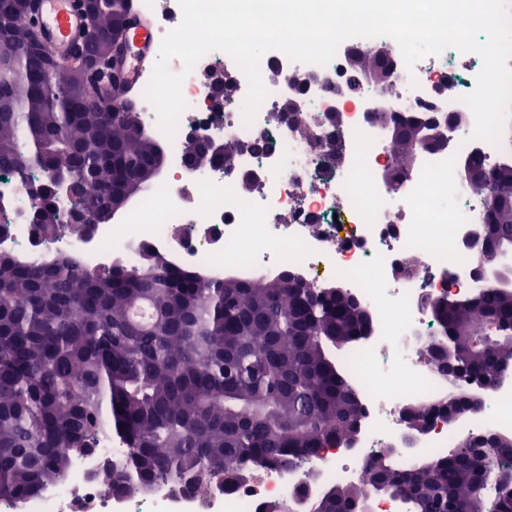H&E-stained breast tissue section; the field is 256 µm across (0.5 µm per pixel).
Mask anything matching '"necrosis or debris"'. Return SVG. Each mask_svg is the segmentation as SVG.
Here are the masks:
<instances>
[{
  "mask_svg": "<svg viewBox=\"0 0 512 512\" xmlns=\"http://www.w3.org/2000/svg\"><path fill=\"white\" fill-rule=\"evenodd\" d=\"M136 11L153 21L154 44L182 20L178 0H135ZM374 39L353 37L338 46L326 65L291 61L277 50L265 53L260 72L268 91L253 122L242 106L248 92L243 72L224 87L226 105L213 111L215 88L209 78L234 60L215 51L184 73L186 108L177 130L166 139L168 172L150 190L152 221L132 207L121 223L97 225L78 251L89 268H108L113 257L132 258L148 247L173 265L212 279L232 272L258 278L294 271L325 288L340 284L373 313V336L343 356L365 415L354 449L324 448L314 458L285 468L243 469L234 485L209 484L182 493L171 482L124 496L102 483L103 462L119 463L125 449L104 441L91 454L73 458L67 476L21 505L0 502V512H260L268 502L305 512L331 485H360L367 464L383 449H394L400 464L417 456H439L460 441L489 434L512 435V379L481 393L482 408L461 411L455 421L432 413L426 429L412 432L404 418L412 403L446 401L455 383L435 374L420 344L439 326L425 298L466 299L485 287L473 252L463 238L470 226L485 223L482 199L461 187L459 167L476 156L486 167L512 157V116L498 144L472 139V126L443 127L445 147H422L397 184L383 176L395 165L385 130L369 117L389 112H431L441 118L469 114L462 98L476 85L482 60L449 48L420 59L414 67L398 62L390 92L357 87L347 54L368 49ZM299 94L295 117L280 107ZM239 144L237 153L195 168L185 162L193 137ZM31 203L20 183L0 173V219L9 235L0 250L17 259L55 258L69 236L40 237L29 224ZM413 270H406L410 257Z\"/></svg>",
  "mask_w": 512,
  "mask_h": 512,
  "instance_id": "4bbe7bcc",
  "label": "necrosis or debris"
}]
</instances>
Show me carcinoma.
<instances>
[{
    "mask_svg": "<svg viewBox=\"0 0 512 512\" xmlns=\"http://www.w3.org/2000/svg\"><path fill=\"white\" fill-rule=\"evenodd\" d=\"M39 39L17 7L0 0V41L17 43L16 66L36 64L25 42ZM9 111L0 112V172L17 179L41 170L88 171L100 207L112 195L135 197L153 177L163 144L133 112L79 104L63 77L43 66L39 85H15L0 68ZM488 185H470L490 206L512 194V163L492 169ZM49 200L60 230V203ZM489 249H512V211L484 229ZM146 301V323L133 306ZM440 334L422 354L443 376L448 354L492 378L512 361V290L486 285L472 300L427 299ZM362 308L337 288L210 279L142 248L134 263L89 270L71 257L21 263L0 255V499L23 502L67 473L71 458L105 439L128 448L120 467H103L109 491L171 481L186 491L231 484L249 465L288 466L332 444L347 446L362 406L332 349L354 342ZM81 397H75V393ZM411 428L429 407L405 409ZM489 449L483 461L471 449ZM481 494L488 512H512V436L448 449L404 468L389 452L369 467L365 486H330L309 512H353L372 495L399 499L407 512H457Z\"/></svg>",
    "mask_w": 512,
    "mask_h": 512,
    "instance_id": "cac0c4a2",
    "label": "carcinoma"
}]
</instances>
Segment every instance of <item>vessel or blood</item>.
Listing matches in <instances>:
<instances>
[{
    "mask_svg": "<svg viewBox=\"0 0 512 512\" xmlns=\"http://www.w3.org/2000/svg\"><path fill=\"white\" fill-rule=\"evenodd\" d=\"M38 26L42 39L53 51L68 54L82 39L84 17L75 0H40ZM125 44L121 85L131 89L138 85L153 54L152 29L147 17L130 14Z\"/></svg>",
    "mask_w": 512,
    "mask_h": 512,
    "instance_id": "b4317fda",
    "label": "vessel or blood"
}]
</instances>
